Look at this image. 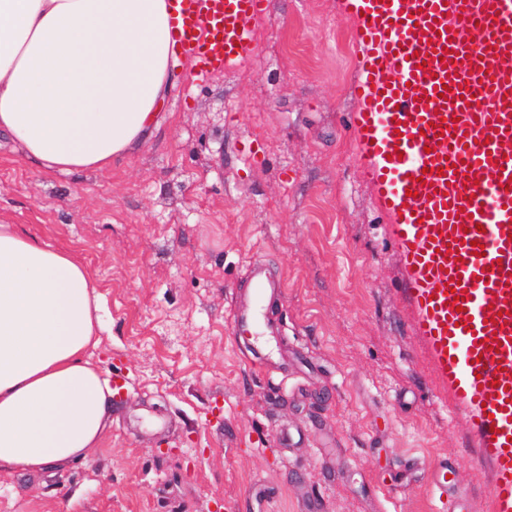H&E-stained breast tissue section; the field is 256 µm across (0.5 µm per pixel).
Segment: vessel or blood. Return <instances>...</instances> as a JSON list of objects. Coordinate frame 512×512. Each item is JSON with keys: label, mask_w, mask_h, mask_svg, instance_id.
Segmentation results:
<instances>
[{"label": "vessel or blood", "mask_w": 512, "mask_h": 512, "mask_svg": "<svg viewBox=\"0 0 512 512\" xmlns=\"http://www.w3.org/2000/svg\"><path fill=\"white\" fill-rule=\"evenodd\" d=\"M359 48L351 126L440 379L469 416L496 512H512V0H342ZM199 76L255 51L265 0H173ZM482 253H475L474 243ZM452 463L432 470L466 512Z\"/></svg>", "instance_id": "vessel-or-blood-1"}]
</instances>
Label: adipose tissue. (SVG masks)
<instances>
[{
  "label": "adipose tissue",
  "instance_id": "adipose-tissue-1",
  "mask_svg": "<svg viewBox=\"0 0 512 512\" xmlns=\"http://www.w3.org/2000/svg\"><path fill=\"white\" fill-rule=\"evenodd\" d=\"M168 0H0V132L45 173L102 170L158 127ZM100 300L73 252L0 221V478L103 441Z\"/></svg>",
  "mask_w": 512,
  "mask_h": 512
}]
</instances>
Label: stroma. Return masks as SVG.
Listing matches in <instances>:
<instances>
[{
	"mask_svg": "<svg viewBox=\"0 0 512 512\" xmlns=\"http://www.w3.org/2000/svg\"><path fill=\"white\" fill-rule=\"evenodd\" d=\"M341 0H266L251 58L197 80L171 58L163 118L111 167L45 174L0 135V220L94 275L93 361L127 377L86 459L0 479V512H468L490 473L416 333L349 115ZM277 285L234 343L252 271ZM453 468L452 462H445L432 470L431 483L439 492L440 499L444 498V501H442L443 510H447L448 501V512H466L465 501L456 494L452 478L446 479V475H452Z\"/></svg>",
	"mask_w": 512,
	"mask_h": 512,
	"instance_id": "obj_1",
	"label": "stroma"
}]
</instances>
